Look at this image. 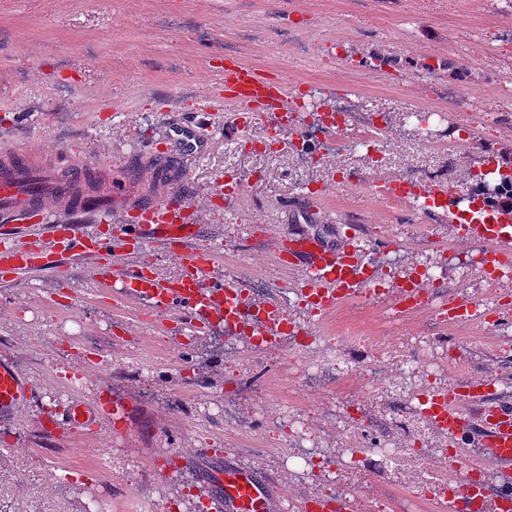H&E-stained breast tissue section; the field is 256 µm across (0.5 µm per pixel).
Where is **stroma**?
I'll return each mask as SVG.
<instances>
[{
    "instance_id": "obj_1",
    "label": "stroma",
    "mask_w": 512,
    "mask_h": 512,
    "mask_svg": "<svg viewBox=\"0 0 512 512\" xmlns=\"http://www.w3.org/2000/svg\"><path fill=\"white\" fill-rule=\"evenodd\" d=\"M507 29L512 0H0V142L87 165L102 193L110 172H125L134 199L200 198L218 182L243 181L232 206L216 199L199 211L204 232L191 247L221 245L226 276L279 284L289 321L312 336L299 352L257 349L226 333L187 336L174 312L145 309L76 265L0 287V353L17 361L42 354L41 366L25 372L33 399L0 423V512H201L202 474L225 464L261 474L280 512H306L313 502L332 510L352 494L373 506L389 491L414 500L447 484L453 467L439 451L451 440L407 408L460 378L421 376L412 361L464 357L472 374L495 372L496 390L512 395V335L481 337L497 308L512 306V269L488 292L485 264L460 253L464 230L446 211L378 204L371 189L417 172L462 191L470 174L512 171ZM231 60L286 80L312 104L343 86V144L362 139L372 122L384 133L373 151L341 161L299 155L300 126L225 107ZM448 88L463 103L448 120L464 138L449 155L421 145L436 127L414 118ZM194 112L209 137L203 152L187 157L177 180L153 181L150 144L165 140L174 115ZM350 227L362 241L403 245L404 258L377 266L386 292L314 313L300 273L276 258L272 239L311 230L340 242ZM432 262L445 268L453 298L479 304L470 330L443 327L428 310H395L392 291ZM366 323L371 335L398 339L380 383L299 384L301 355L345 374L365 366L373 353L349 334ZM106 388L126 404L120 421L103 415L47 436L46 408L91 403ZM372 423L381 440L405 450L381 473L351 454ZM101 441L110 447L103 455ZM298 447L341 461L307 466L292 457ZM419 448L430 456H416Z\"/></svg>"
}]
</instances>
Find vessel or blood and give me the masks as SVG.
<instances>
[{
  "instance_id": "b4317fda",
  "label": "vessel or blood",
  "mask_w": 512,
  "mask_h": 512,
  "mask_svg": "<svg viewBox=\"0 0 512 512\" xmlns=\"http://www.w3.org/2000/svg\"><path fill=\"white\" fill-rule=\"evenodd\" d=\"M224 101L241 115L263 110L279 122L296 121L288 89L270 82L257 70L238 62L224 66ZM199 117L180 119L172 125V141L186 149L197 137ZM126 210L119 224L109 231L84 225L88 213L108 215L115 201ZM187 195L157 201L130 200L123 179H113L107 198L74 192L67 183L36 167L27 155L12 150L0 152V282L46 270L65 272L68 263L93 258V272L100 282H118L126 295L150 307L165 306L182 320L187 335L197 336L215 328L230 333L259 330L269 346H278L282 311L272 302L257 303L238 280L216 275L215 253L187 250L189 240L201 232L190 224ZM491 223L477 225L470 237L480 245L495 243L488 253L490 266L512 263V205L490 207ZM161 244L178 261L175 278L158 274L154 265L135 259L146 244ZM291 267L304 277V294L317 312L334 308L340 301L363 293L374 284V270L363 251L351 242L331 243L321 234L299 231L289 236ZM33 394L32 387L10 357L0 358V420L11 421ZM117 403L94 407L72 402L65 413L50 409V424L65 421L71 426L87 424L97 413L117 414ZM423 412L456 444L472 447L473 464L491 460L500 477L502 501L512 500V401L499 397L476 378L445 391L431 393ZM216 487L210 500L218 512H275L273 496L252 470L228 466L208 477Z\"/></svg>"
}]
</instances>
